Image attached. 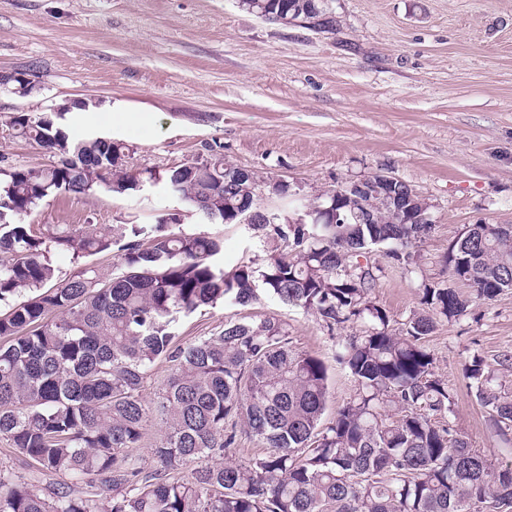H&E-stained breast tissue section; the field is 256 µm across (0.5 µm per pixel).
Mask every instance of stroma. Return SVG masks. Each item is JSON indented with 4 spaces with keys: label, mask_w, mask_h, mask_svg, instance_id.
Here are the masks:
<instances>
[{
    "label": "stroma",
    "mask_w": 512,
    "mask_h": 512,
    "mask_svg": "<svg viewBox=\"0 0 512 512\" xmlns=\"http://www.w3.org/2000/svg\"><path fill=\"white\" fill-rule=\"evenodd\" d=\"M335 33L265 22L240 0H0V70L30 71L40 88L0 90V116L81 101L62 122L70 140L128 145L129 164L159 170L209 155L288 184L289 217L336 186L397 177L429 204L432 231L410 266L385 263L374 297L394 327L421 310V288L446 283L448 245L472 224L512 225V0H323ZM128 105L115 122L106 105ZM42 167L51 156L0 124V160ZM179 200L157 186L137 195H61L34 225L154 224ZM187 232L220 237L225 270L262 263L260 232L185 217ZM426 341L456 395L452 418L471 447L512 461L464 374L473 357L512 355V289L472 298ZM273 317L294 346L328 368L325 420L356 384L336 360V335L316 313L274 299L217 303L183 317L190 342L230 320Z\"/></svg>",
    "instance_id": "stroma-1"
}]
</instances>
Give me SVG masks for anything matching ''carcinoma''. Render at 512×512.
Wrapping results in <instances>:
<instances>
[{"mask_svg": "<svg viewBox=\"0 0 512 512\" xmlns=\"http://www.w3.org/2000/svg\"><path fill=\"white\" fill-rule=\"evenodd\" d=\"M285 1L291 19L336 30L319 0H267L272 22ZM66 111L5 119L55 161L0 167V440L40 471L91 483L79 495L65 483L39 493L0 470V512H512V464L492 463L455 432L454 392L425 344L435 321L463 314L468 300L425 283L424 308L398 333L373 299L382 267L369 253L382 245L409 266L431 225L400 224L375 198L372 223L357 224L328 191L307 205L316 224L252 225L272 246L261 266L229 272L216 263L220 239L183 231L175 213L154 225L37 229L25 219L52 196L158 184L192 212L238 223L224 209L238 195L237 166L223 155L201 167H135L122 142L70 141L58 124ZM335 210L346 223H332ZM114 246L117 274L90 264L64 274L50 257L61 250L77 261ZM445 264L475 298L491 300L512 288V235L472 224L448 245ZM264 298L312 310L331 331L361 324L336 347L357 388L330 422L327 367L296 349L281 321L231 320L178 343L180 317ZM160 361L173 372L149 406L142 389ZM465 373L509 425L512 392L478 357ZM154 421L164 434L148 449L157 464L149 472L130 449ZM241 434L265 453L227 459Z\"/></svg>", "mask_w": 512, "mask_h": 512, "instance_id": "1", "label": "carcinoma"}]
</instances>
